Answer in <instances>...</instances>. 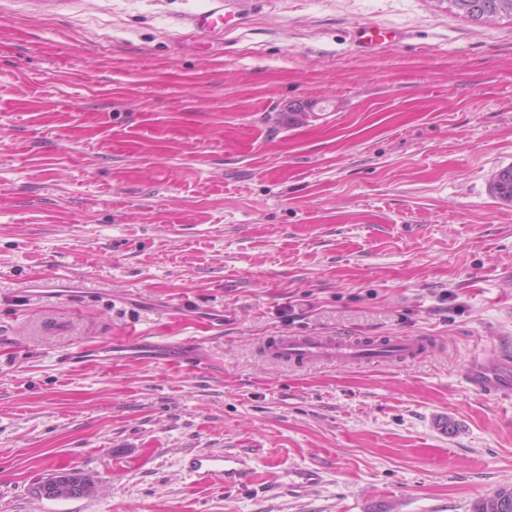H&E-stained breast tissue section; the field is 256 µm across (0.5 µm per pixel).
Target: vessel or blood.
<instances>
[{"label":"vessel or blood","mask_w":512,"mask_h":512,"mask_svg":"<svg viewBox=\"0 0 512 512\" xmlns=\"http://www.w3.org/2000/svg\"><path fill=\"white\" fill-rule=\"evenodd\" d=\"M434 342L430 336H271L260 345L271 359L295 365H356L366 360L378 363H403L418 357ZM467 384L490 396L512 395V356L501 355L497 369L474 362L466 374ZM187 470L209 482L223 486L239 482L248 486L249 471L239 469L235 458L221 453H202L190 457Z\"/></svg>","instance_id":"obj_1"}]
</instances>
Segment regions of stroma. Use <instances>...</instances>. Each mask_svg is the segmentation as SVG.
Here are the masks:
<instances>
[{
	"mask_svg": "<svg viewBox=\"0 0 512 512\" xmlns=\"http://www.w3.org/2000/svg\"><path fill=\"white\" fill-rule=\"evenodd\" d=\"M367 23L397 40L358 47ZM510 164L508 18L0 0V512H472L512 486V397L465 380L512 349ZM132 330L202 352L114 362ZM277 334L435 343L294 368L259 352ZM204 452L267 481L204 483ZM62 467L93 493L41 496ZM490 189L493 195L505 202H512V166L501 168L492 177Z\"/></svg>",
	"mask_w": 512,
	"mask_h": 512,
	"instance_id": "obj_1",
	"label": "stroma"
}]
</instances>
